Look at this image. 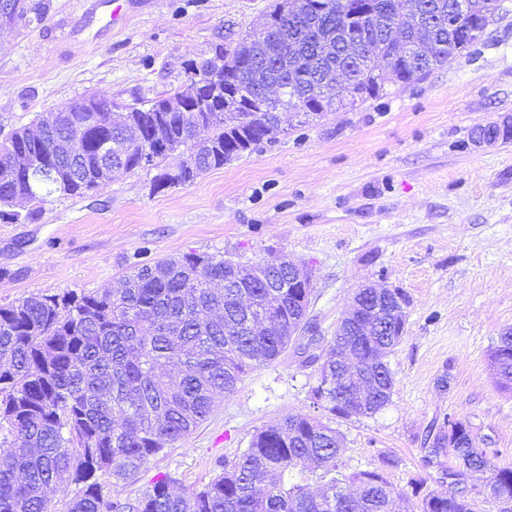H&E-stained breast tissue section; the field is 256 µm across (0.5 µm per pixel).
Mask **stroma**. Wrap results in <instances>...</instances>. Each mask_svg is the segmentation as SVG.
Masks as SVG:
<instances>
[{
  "label": "stroma",
  "mask_w": 512,
  "mask_h": 512,
  "mask_svg": "<svg viewBox=\"0 0 512 512\" xmlns=\"http://www.w3.org/2000/svg\"><path fill=\"white\" fill-rule=\"evenodd\" d=\"M270 0H45L42 21L0 30V139L88 93L152 99L183 84V65L217 36L260 30ZM387 95L318 117L282 115L277 141L210 170L195 183L150 193L143 170L116 172L86 197L50 196L36 224L0 223V305L66 289L103 291L140 262L190 251L244 264L278 256L312 276L308 319L326 355L363 283L408 299L406 331L388 355L390 404L371 417L332 419L345 473L397 462L399 492L456 494L448 456L427 462L425 438L446 417L468 423L488 458L512 465V392L490 352L512 328V139L476 145L477 125L512 120V0L470 49L427 78L390 79ZM448 388H440V376ZM313 367L296 347L219 396L189 435L166 447L133 485L163 476L177 490L207 484L257 430L318 415ZM475 512H499L467 489Z\"/></svg>",
  "instance_id": "stroma-1"
}]
</instances>
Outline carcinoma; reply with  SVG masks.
<instances>
[{
  "instance_id": "obj_1",
  "label": "carcinoma",
  "mask_w": 512,
  "mask_h": 512,
  "mask_svg": "<svg viewBox=\"0 0 512 512\" xmlns=\"http://www.w3.org/2000/svg\"><path fill=\"white\" fill-rule=\"evenodd\" d=\"M474 31L464 43L446 26L432 31L430 55L393 57L384 46L391 23L415 40L416 20L448 14L455 0H272L268 26L235 42H215L184 63L186 81L199 69L216 75L200 91L203 106L171 112L183 95L171 90L147 103H126L113 113L112 99L95 98L93 112H62L36 138L14 130L0 164L15 154L42 158L44 175L21 170L0 185V222L35 224L46 197H84L112 179L103 170L155 171L151 192L193 183L203 173L272 141L278 114L262 104L269 82L281 85L277 109L318 115L354 107L386 95L387 75L403 83L424 78L449 56L475 44L500 0H469ZM354 29L369 66L336 54V33ZM140 130L153 159L142 165L143 147L100 153L112 141L123 145ZM79 138V150L60 155L59 139ZM194 161H173L180 149ZM221 253L189 252L154 265H136L103 292L66 290L35 294L0 305V512H473L463 496L421 494L414 504L394 491L384 473L396 464L349 475L341 471L338 431L317 417L290 415L279 427L256 432L248 448L224 461L222 472L201 489L178 492L164 476L140 497L121 501L103 494L98 474L137 481L166 446L183 438L211 412L214 397L229 394L249 371L276 361L288 348V328L305 332L310 305L306 288H270L259 279L226 281ZM406 300L385 310L386 343L371 328L359 337L337 326L327 360L309 355L315 367L314 404L348 420L354 383L322 387L326 371L336 373V350L355 342L361 360L350 374L368 371L380 388L369 404L371 417L391 402L394 377L386 357L405 332ZM498 383L512 390V332L491 352ZM448 435L437 437L428 461L448 454L455 465L448 478L479 481L493 499L512 495V466L491 462L477 448L467 423L444 419ZM314 461L328 480L313 495L290 481L291 470ZM67 481L78 487L55 504L48 490ZM357 486L345 492L344 485Z\"/></svg>"
}]
</instances>
